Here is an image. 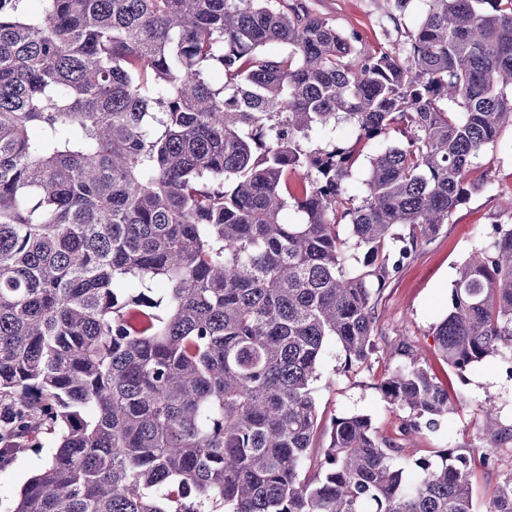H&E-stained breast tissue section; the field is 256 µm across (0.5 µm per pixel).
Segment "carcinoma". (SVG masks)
<instances>
[{
    "label": "carcinoma",
    "instance_id": "obj_1",
    "mask_svg": "<svg viewBox=\"0 0 512 512\" xmlns=\"http://www.w3.org/2000/svg\"><path fill=\"white\" fill-rule=\"evenodd\" d=\"M21 2L0 0V459L52 441L13 512H476L489 452L406 469L349 415L313 454L315 384L331 340L368 365L376 295L512 129V0H426L404 58L299 0ZM432 335L460 375L512 361L511 223ZM398 352L381 397L433 430L456 396ZM484 512H512V472Z\"/></svg>",
    "mask_w": 512,
    "mask_h": 512
}]
</instances>
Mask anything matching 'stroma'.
Returning <instances> with one entry per match:
<instances>
[{
    "mask_svg": "<svg viewBox=\"0 0 512 512\" xmlns=\"http://www.w3.org/2000/svg\"><path fill=\"white\" fill-rule=\"evenodd\" d=\"M312 13L328 19L336 28L357 31L362 48L406 55L409 31L419 24L425 0H412L399 22L385 15L382 0H305ZM468 179L474 189L455 210L431 242L420 246L400 271L387 280L378 296L379 318L375 327L376 351L369 368L348 370L336 344H329L316 383L322 416L317 448L328 447L332 418L344 414L370 416L379 432L404 449L405 465L429 456L432 449L454 453L494 451L496 465L477 469L472 484L476 508L483 512L485 500L499 475L512 471V442L499 444L483 436L479 406L485 400L497 404L503 425L512 426V374L501 363L486 360L469 368L463 378L451 379L460 398L453 414L439 427L415 437L401 433L404 410L384 402L375 387L389 367L397 364L395 348L400 342L413 345L420 361L440 378L448 377L447 366L437 358L433 328L447 315L456 272L478 247L483 235L495 224L512 222V130L474 159ZM449 378V377H448ZM49 450L19 452L0 463V512H11L24 482L44 465Z\"/></svg>",
    "mask_w": 512,
    "mask_h": 512,
    "instance_id": "1",
    "label": "stroma"
}]
</instances>
